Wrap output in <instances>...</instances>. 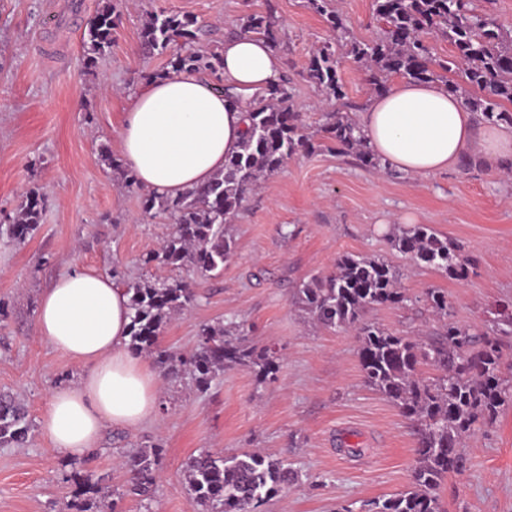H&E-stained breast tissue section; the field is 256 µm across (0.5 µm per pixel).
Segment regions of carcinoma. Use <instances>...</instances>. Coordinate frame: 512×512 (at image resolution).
Returning a JSON list of instances; mask_svg holds the SVG:
<instances>
[{
  "mask_svg": "<svg viewBox=\"0 0 512 512\" xmlns=\"http://www.w3.org/2000/svg\"><path fill=\"white\" fill-rule=\"evenodd\" d=\"M312 10L325 17L333 39L316 49L309 59V77L325 99L342 101L346 91L337 71L340 57L336 46L347 29L333 0H308ZM376 17L382 22L380 37L373 42H350L349 54L377 93L389 80L442 81L456 95L462 86L475 91L466 95L468 108L485 118L512 126V111L501 102H512V36L502 32L497 20L478 15L471 0H374ZM115 5L102 0L97 14L82 34L87 62L93 64L112 46ZM241 29L279 46L272 16L252 14ZM197 20L161 9L148 17L141 32L142 49L163 53L169 49L166 67L152 74L160 78L171 71L196 70L218 76L222 65L219 51L194 47ZM442 37L454 54L441 59L432 54L425 36ZM460 72L463 83L448 80ZM248 129L239 151L224 161V171L205 185L176 197L155 193L142 199L144 213L168 215L173 231L160 250L147 254L142 264L191 267L200 275L215 276L224 269L232 253L229 219L255 189L258 180L277 172L298 153L313 148L303 133L295 112L288 78L282 77L249 97ZM323 138L339 152L361 163L379 168L383 163L356 134L348 115L329 112L320 128ZM22 223L10 227V241L21 243L41 220L38 195L31 193L21 204ZM395 247L416 262L443 268L451 275L467 272V259L448 247L426 225L401 231ZM132 310L129 345L134 350L155 354L165 374L186 372L200 390L207 389L226 368L247 367L264 380L275 378L277 358L269 351L256 352L245 339L234 343L226 338L224 325L200 327L195 351L184 359L157 349L161 328L172 312H182L197 301V292L184 280L159 282L139 280L127 284ZM405 301L397 288V274L385 261L342 255L336 271L314 277L297 289L298 307L321 325L337 330L353 329L359 339V362L364 382L394 402L415 424L417 461L410 489L372 502V512H441L436 490L448 474L461 473L466 458L463 437L483 422L498 415L507 399L502 379L501 336L512 335V304L490 310L491 331L480 336L448 320V296L430 288L425 305L442 322L428 336H401L365 321L366 311L376 305ZM429 365L432 378L419 368ZM31 429L27 411L12 397L0 394V444L24 443ZM163 448L159 444L129 451L123 459L126 491L142 497L156 481ZM190 499L194 512H259V508L281 496L293 478L290 469L256 451L224 457L201 452L186 463ZM70 512H108L109 502L100 495L95 473H74Z\"/></svg>",
  "mask_w": 512,
  "mask_h": 512,
  "instance_id": "cac0c4a2",
  "label": "carcinoma"
}]
</instances>
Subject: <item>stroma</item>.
<instances>
[{"mask_svg": "<svg viewBox=\"0 0 512 512\" xmlns=\"http://www.w3.org/2000/svg\"><path fill=\"white\" fill-rule=\"evenodd\" d=\"M101 0H0V232L29 191L42 199L41 222L25 242H0V393L14 396L38 422L53 390L74 385L82 366L41 340L40 295L65 272H120L124 282L183 279L196 304L174 315L159 346L195 348L199 328L223 322L249 344L279 359L275 380L248 368L225 370L208 391L186 374L161 381L156 420L113 444L106 428L94 457L55 452L32 430L20 445H0V512H68L73 484L87 469L117 502V512H193L185 480L188 459L203 451L233 456L257 450L298 478L267 512H366L368 502L408 488L416 437L399 407L367 387L353 331L329 329L295 304L304 281L331 273L339 256L378 257L400 271L409 301L382 305L366 318L403 336L433 331L423 293H447L450 321L473 332L488 312L512 302V176L461 167L429 177L379 170L327 146L302 152L263 178L232 218V256L220 275L145 266L173 226L145 216L143 189H129L104 155L121 159L118 130L129 94L167 58L141 53L147 14L165 9L197 19L198 45L220 49L252 14L272 13L283 73L304 131L318 137L329 112L364 107L372 95L362 68L342 57L347 98L325 100L307 71L329 28L307 0H116L112 48L87 63L81 37ZM351 38L381 33L373 0H336ZM431 227L471 262L458 279L396 250L406 222ZM164 447L151 498L125 494L118 449ZM462 474L444 480V512H512V401L493 422L462 441Z\"/></svg>", "mask_w": 512, "mask_h": 512, "instance_id": "1", "label": "stroma"}]
</instances>
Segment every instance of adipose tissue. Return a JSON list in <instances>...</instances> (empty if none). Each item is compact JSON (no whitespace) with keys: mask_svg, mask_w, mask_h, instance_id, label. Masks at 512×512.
I'll list each match as a JSON object with an SVG mask.
<instances>
[{"mask_svg":"<svg viewBox=\"0 0 512 512\" xmlns=\"http://www.w3.org/2000/svg\"><path fill=\"white\" fill-rule=\"evenodd\" d=\"M218 77L172 72L128 98L119 131L129 169L143 188L177 196L222 171L246 135L250 94L278 81L281 61L253 34L225 40ZM368 147L389 166L427 177L468 164L490 169L512 161V128L478 127L461 97L439 82L397 81L372 96L357 118ZM131 309L125 289L94 272L62 274L40 297L36 329L56 351L80 363L72 386L54 390L44 408L43 438L61 454L80 457L98 447L105 427L137 429L158 410L159 378L126 348Z\"/></svg>","mask_w":512,"mask_h":512,"instance_id":"1","label":"adipose tissue"}]
</instances>
